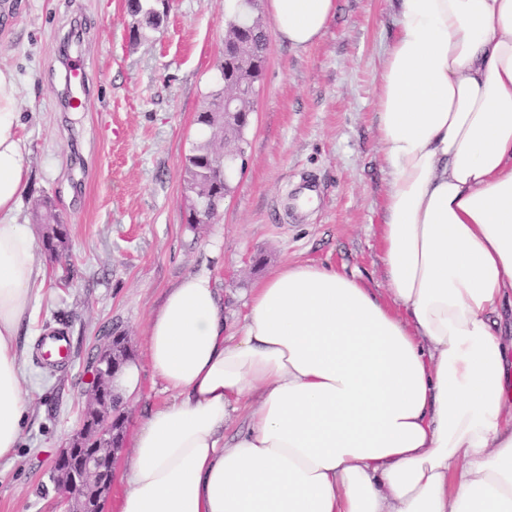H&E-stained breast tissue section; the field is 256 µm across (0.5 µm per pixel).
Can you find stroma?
<instances>
[{"instance_id": "35a3bbf8", "label": "stroma", "mask_w": 512, "mask_h": 512, "mask_svg": "<svg viewBox=\"0 0 512 512\" xmlns=\"http://www.w3.org/2000/svg\"><path fill=\"white\" fill-rule=\"evenodd\" d=\"M224 0H172L158 28L132 35L126 0H0V64L18 78L29 183L68 227V265L39 254L45 286L20 329L27 400L13 461H0V512H55L53 461L79 427L91 362L114 328L129 338L139 383L124 392L127 427L170 399L145 354V327L168 288L209 271L238 329L254 284L284 261L331 265L384 288L378 224L387 166L377 142L378 84L396 27L389 0H337L305 49L269 38L245 166L214 223L190 225L184 160L196 116L217 90ZM88 74L83 108L65 107L66 60ZM318 185L302 206L303 183ZM65 321L72 363L35 361Z\"/></svg>"}]
</instances>
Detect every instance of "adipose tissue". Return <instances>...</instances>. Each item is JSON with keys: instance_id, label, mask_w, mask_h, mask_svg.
Returning a JSON list of instances; mask_svg holds the SVG:
<instances>
[{"instance_id": "1", "label": "adipose tissue", "mask_w": 512, "mask_h": 512, "mask_svg": "<svg viewBox=\"0 0 512 512\" xmlns=\"http://www.w3.org/2000/svg\"><path fill=\"white\" fill-rule=\"evenodd\" d=\"M318 42L335 0H268ZM378 141L385 290L284 262L239 330L209 272L147 325L172 400L134 428L112 512H512V0H394ZM15 72L0 67V461L26 412L20 324L42 288ZM247 426L225 439L231 413Z\"/></svg>"}]
</instances>
